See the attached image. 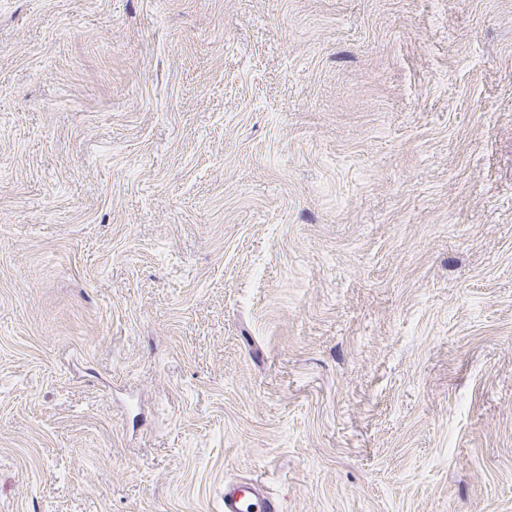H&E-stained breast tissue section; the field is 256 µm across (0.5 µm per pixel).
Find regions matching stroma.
<instances>
[{
  "instance_id": "35a3bbf8",
  "label": "stroma",
  "mask_w": 512,
  "mask_h": 512,
  "mask_svg": "<svg viewBox=\"0 0 512 512\" xmlns=\"http://www.w3.org/2000/svg\"><path fill=\"white\" fill-rule=\"evenodd\" d=\"M512 512V0H0V512ZM224 512H281L279 501L259 482L225 483Z\"/></svg>"
}]
</instances>
